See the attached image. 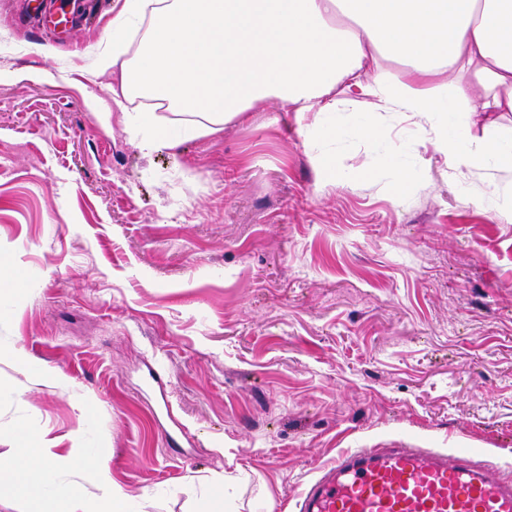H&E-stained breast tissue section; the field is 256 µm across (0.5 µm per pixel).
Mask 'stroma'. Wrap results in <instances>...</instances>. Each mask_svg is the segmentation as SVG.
I'll return each mask as SVG.
<instances>
[{
	"mask_svg": "<svg viewBox=\"0 0 512 512\" xmlns=\"http://www.w3.org/2000/svg\"><path fill=\"white\" fill-rule=\"evenodd\" d=\"M64 30L0 0V455L23 429L112 453L133 512H296L352 448H466L512 469V176L370 100L315 124L265 102L142 153L85 104L118 9ZM415 172L395 194L393 161Z\"/></svg>",
	"mask_w": 512,
	"mask_h": 512,
	"instance_id": "35a3bbf8",
	"label": "stroma"
}]
</instances>
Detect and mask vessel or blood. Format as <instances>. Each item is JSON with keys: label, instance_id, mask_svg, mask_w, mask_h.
Instances as JSON below:
<instances>
[{"label": "vessel or blood", "instance_id": "1", "mask_svg": "<svg viewBox=\"0 0 512 512\" xmlns=\"http://www.w3.org/2000/svg\"><path fill=\"white\" fill-rule=\"evenodd\" d=\"M299 512H512V477L466 451L353 448L300 493Z\"/></svg>", "mask_w": 512, "mask_h": 512}]
</instances>
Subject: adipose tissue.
I'll return each instance as SVG.
<instances>
[{
    "mask_svg": "<svg viewBox=\"0 0 512 512\" xmlns=\"http://www.w3.org/2000/svg\"><path fill=\"white\" fill-rule=\"evenodd\" d=\"M118 2L112 47L93 63L118 70L112 101L87 105L118 108L142 151L218 132L270 99L301 117L333 112L337 90L356 87L380 110L424 120L422 140L449 169L512 174V135L490 123L475 138L466 121L512 112V0ZM14 441L15 454L0 457V490L18 492L23 512H130L109 455L79 458L22 431Z\"/></svg>",
    "mask_w": 512,
    "mask_h": 512,
    "instance_id": "1",
    "label": "adipose tissue"
}]
</instances>
